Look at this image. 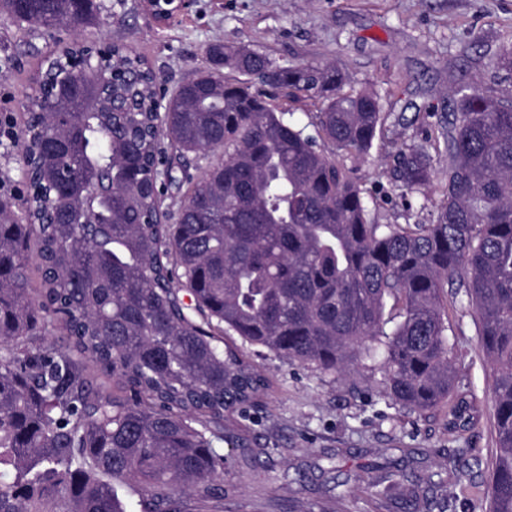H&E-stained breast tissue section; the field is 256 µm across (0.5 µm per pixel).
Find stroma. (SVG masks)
Segmentation results:
<instances>
[{
	"mask_svg": "<svg viewBox=\"0 0 512 512\" xmlns=\"http://www.w3.org/2000/svg\"><path fill=\"white\" fill-rule=\"evenodd\" d=\"M102 4L99 22L79 29H32L0 16V113L12 118L10 136L0 138V198L15 212L25 207L20 147L35 81L76 40L125 45L147 60L163 96L205 67L212 43L335 66L346 89L379 98L384 121L369 153L350 166L381 224L430 223L447 159L435 163L426 197L409 205L395 188L393 159L444 123L457 89L512 94V76L494 66L512 33V0H190L163 23L140 0ZM444 292L455 389L476 405L462 433L447 428L444 410L421 415L392 400L380 358L363 354L348 372L328 374L230 337L270 387L224 420L235 439L219 445L224 485L234 490L224 512H310L314 504L321 512H404L372 487L395 468L430 477L416 494L436 498L443 512H487L493 367L466 297L449 285Z\"/></svg>",
	"mask_w": 512,
	"mask_h": 512,
	"instance_id": "obj_1",
	"label": "stroma"
}]
</instances>
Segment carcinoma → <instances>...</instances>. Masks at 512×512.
<instances>
[{"instance_id":"1","label":"carcinoma","mask_w":512,"mask_h":512,"mask_svg":"<svg viewBox=\"0 0 512 512\" xmlns=\"http://www.w3.org/2000/svg\"><path fill=\"white\" fill-rule=\"evenodd\" d=\"M99 9L0 0L1 15L45 29L90 25ZM205 55L160 116L153 70L119 44L104 62L126 78L99 107L57 100L30 114L66 152L26 141L38 190L22 217L0 200V512H188L181 495L223 512L224 413L269 387L226 335L328 373L379 351L395 401L447 404L448 281L495 372L489 512H512V99L457 94L452 119L394 168L402 196L422 194L433 155L447 156L436 216L380 224L346 165L319 149L368 153L384 120L374 92L345 91L327 64L222 44ZM298 94L318 104L304 125L275 104ZM164 140L224 160L195 178ZM169 187L184 202L160 223ZM57 329L64 349L44 344Z\"/></svg>"}]
</instances>
